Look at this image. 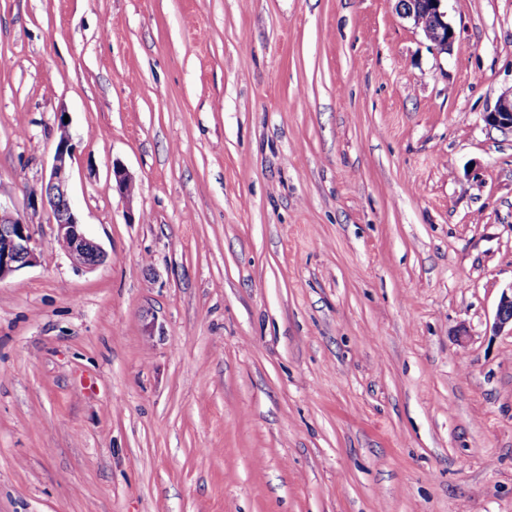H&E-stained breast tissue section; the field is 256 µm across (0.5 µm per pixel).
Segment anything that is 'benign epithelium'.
<instances>
[{"instance_id":"1","label":"benign epithelium","mask_w":512,"mask_h":512,"mask_svg":"<svg viewBox=\"0 0 512 512\" xmlns=\"http://www.w3.org/2000/svg\"><path fill=\"white\" fill-rule=\"evenodd\" d=\"M446 0H397L396 10L422 32L430 47L438 53L450 51L456 34L447 20ZM489 125L512 131V90L500 96L494 109L486 114ZM61 135L53 162L41 189L57 226L61 248L79 267L92 268L104 258L101 247L88 238L72 206L69 191V160L73 145L67 124L59 122ZM113 187L120 195L132 197L136 190L133 177L121 166L110 171ZM36 262V247L30 224L16 211L0 203V281ZM512 327V293L503 291L497 306L494 328Z\"/></svg>"}]
</instances>
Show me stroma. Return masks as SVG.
<instances>
[{
  "label": "stroma",
  "mask_w": 512,
  "mask_h": 512,
  "mask_svg": "<svg viewBox=\"0 0 512 512\" xmlns=\"http://www.w3.org/2000/svg\"><path fill=\"white\" fill-rule=\"evenodd\" d=\"M447 6L0 0V512H512V0ZM396 10L404 19L411 21L430 47L437 53L450 51L456 34L447 20L445 3L447 0H395ZM485 119L493 127L512 131V90L500 96L494 109L486 114ZM67 127L61 115L59 122L61 135L55 148L49 175L41 189V200L53 214L61 248L77 266L92 268L103 260L104 252L96 242L87 237L83 224L71 203L69 160L73 145ZM0 281L36 262L30 224L16 211L0 203Z\"/></svg>",
  "instance_id": "1"
}]
</instances>
